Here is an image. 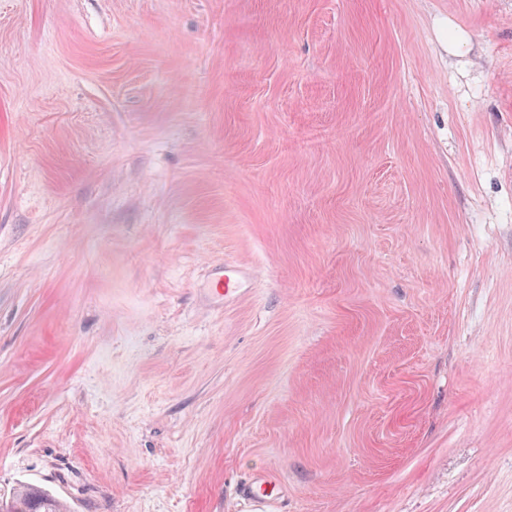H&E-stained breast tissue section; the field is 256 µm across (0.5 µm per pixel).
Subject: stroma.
<instances>
[{
  "label": "stroma",
  "mask_w": 512,
  "mask_h": 512,
  "mask_svg": "<svg viewBox=\"0 0 512 512\" xmlns=\"http://www.w3.org/2000/svg\"><path fill=\"white\" fill-rule=\"evenodd\" d=\"M258 473L512 512V0H0V498ZM213 275L210 290L224 298V301L239 298L250 280V270L247 267L231 262L224 263Z\"/></svg>",
  "instance_id": "35a3bbf8"
}]
</instances>
